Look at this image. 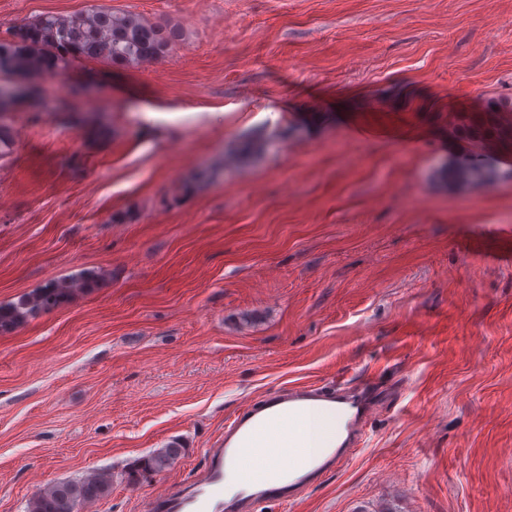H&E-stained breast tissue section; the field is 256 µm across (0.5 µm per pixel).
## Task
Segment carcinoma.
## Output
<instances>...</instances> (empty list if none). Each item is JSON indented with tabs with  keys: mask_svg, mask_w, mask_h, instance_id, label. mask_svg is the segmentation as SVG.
Returning <instances> with one entry per match:
<instances>
[{
	"mask_svg": "<svg viewBox=\"0 0 512 512\" xmlns=\"http://www.w3.org/2000/svg\"><path fill=\"white\" fill-rule=\"evenodd\" d=\"M175 25L151 23L131 12L92 6L73 15L45 14L0 34V75L54 78L78 60L133 68L165 59L181 40ZM102 274L87 270L69 282L51 281L16 301L0 304V333L12 332L40 314L66 304L79 291L99 287ZM182 448L173 443L144 456L127 472V483L172 469ZM112 493V473L91 471L34 492L25 512H84Z\"/></svg>",
	"mask_w": 512,
	"mask_h": 512,
	"instance_id": "1",
	"label": "carcinoma"
}]
</instances>
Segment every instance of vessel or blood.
<instances>
[{
  "label": "vessel or blood",
  "mask_w": 512,
  "mask_h": 512,
  "mask_svg": "<svg viewBox=\"0 0 512 512\" xmlns=\"http://www.w3.org/2000/svg\"><path fill=\"white\" fill-rule=\"evenodd\" d=\"M370 407L361 383L292 386L264 396L224 424L186 482L151 492L147 512H275L297 502L358 452ZM241 469V489L224 496V463Z\"/></svg>",
  "instance_id": "obj_1"
}]
</instances>
